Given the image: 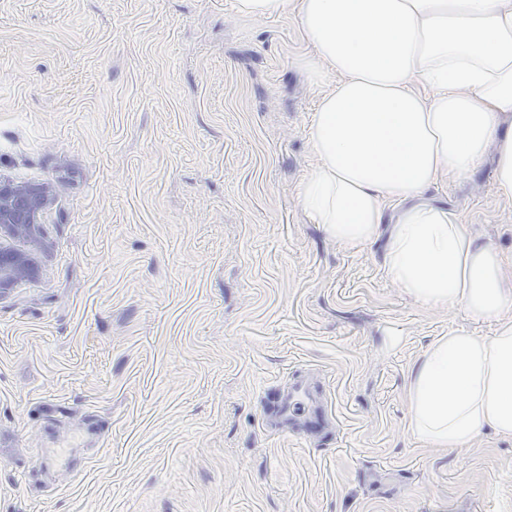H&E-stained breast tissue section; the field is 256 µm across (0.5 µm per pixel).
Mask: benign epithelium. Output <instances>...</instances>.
<instances>
[{"mask_svg":"<svg viewBox=\"0 0 512 512\" xmlns=\"http://www.w3.org/2000/svg\"><path fill=\"white\" fill-rule=\"evenodd\" d=\"M55 201L48 183L22 184L0 178V292L40 273V224Z\"/></svg>","mask_w":512,"mask_h":512,"instance_id":"1","label":"benign epithelium"}]
</instances>
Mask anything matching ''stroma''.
<instances>
[{"mask_svg":"<svg viewBox=\"0 0 512 512\" xmlns=\"http://www.w3.org/2000/svg\"><path fill=\"white\" fill-rule=\"evenodd\" d=\"M317 68L293 13L235 0H0V177L55 186L40 275L0 296V512H512V437L410 429L411 368L499 320L421 304L388 232L347 247L302 207ZM494 171L424 199L512 289ZM298 378L322 436L264 425ZM53 443L81 473L37 472ZM239 12L255 17L280 15L288 7V0H236Z\"/></svg>","mask_w":512,"mask_h":512,"instance_id":"stroma-1","label":"stroma"}]
</instances>
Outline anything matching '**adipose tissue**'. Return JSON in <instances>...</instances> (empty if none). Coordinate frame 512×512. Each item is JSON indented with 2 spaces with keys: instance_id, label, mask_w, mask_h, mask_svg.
<instances>
[{
  "instance_id": "ef3b65f1",
  "label": "adipose tissue",
  "mask_w": 512,
  "mask_h": 512,
  "mask_svg": "<svg viewBox=\"0 0 512 512\" xmlns=\"http://www.w3.org/2000/svg\"><path fill=\"white\" fill-rule=\"evenodd\" d=\"M271 17L293 8L337 81L309 130L316 164L300 189L313 223L346 246L373 241L389 206L386 270L418 301L498 316L507 290L474 243L425 191L496 155L512 200V0H236ZM417 437L461 448L484 429L512 436V322L495 336L435 342L408 388Z\"/></svg>"
}]
</instances>
